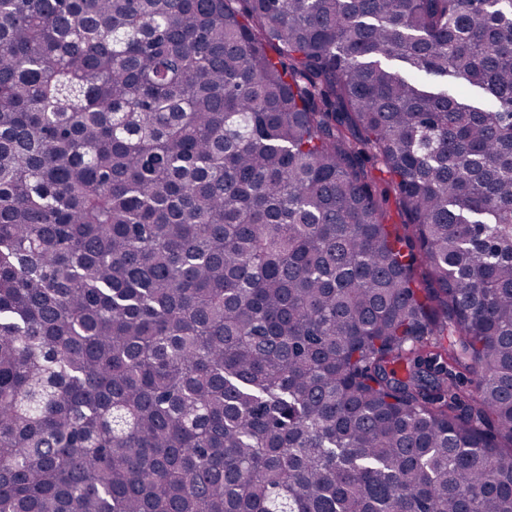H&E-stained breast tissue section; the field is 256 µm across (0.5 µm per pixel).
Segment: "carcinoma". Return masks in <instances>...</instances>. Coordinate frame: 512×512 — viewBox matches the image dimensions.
<instances>
[{"label":"carcinoma","instance_id":"carcinoma-1","mask_svg":"<svg viewBox=\"0 0 512 512\" xmlns=\"http://www.w3.org/2000/svg\"><path fill=\"white\" fill-rule=\"evenodd\" d=\"M0 512H512V0H0Z\"/></svg>","mask_w":512,"mask_h":512}]
</instances>
